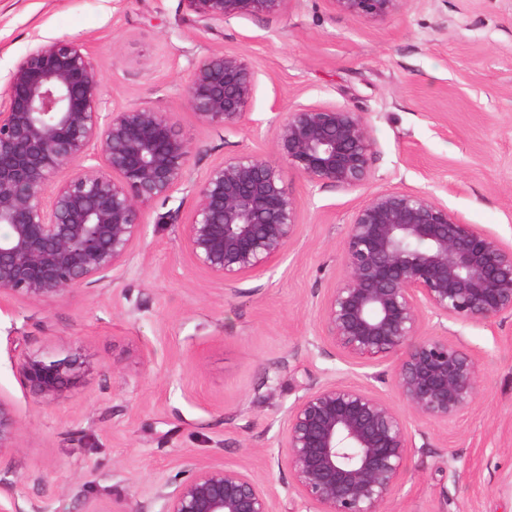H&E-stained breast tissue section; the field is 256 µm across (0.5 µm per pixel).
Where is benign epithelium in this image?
Masks as SVG:
<instances>
[{"instance_id": "7a95c632", "label": "benign epithelium", "mask_w": 512, "mask_h": 512, "mask_svg": "<svg viewBox=\"0 0 512 512\" xmlns=\"http://www.w3.org/2000/svg\"><path fill=\"white\" fill-rule=\"evenodd\" d=\"M292 0H183L205 30L237 17H273ZM364 21H384L405 0H328ZM255 73L239 53L213 52L193 69L185 96L197 119L236 129L249 122ZM283 164L230 154L191 185L184 245L225 283L257 275L288 248L298 210L288 173L352 190L371 174L373 139L360 113L297 105L278 119ZM94 151L96 163L82 165ZM191 146L172 115L151 104L106 109L102 76L71 39L33 47L0 92V299L48 303L123 265L142 232L143 204L188 181ZM345 276L325 298L326 339L353 362L396 360L408 411L447 421L471 408L475 360L446 336L420 337L426 318L490 322L512 314V248L464 222L427 191L382 189L346 227ZM75 358L23 353V384L43 400L79 376ZM20 421L0 399V453L17 447ZM416 448L407 419L371 387L312 386L288 408L279 449L293 488L317 512H388ZM161 512H275L249 474L199 469L156 489Z\"/></svg>"}]
</instances>
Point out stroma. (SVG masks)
I'll use <instances>...</instances> for the list:
<instances>
[{"label":"stroma","instance_id":"obj_1","mask_svg":"<svg viewBox=\"0 0 512 512\" xmlns=\"http://www.w3.org/2000/svg\"><path fill=\"white\" fill-rule=\"evenodd\" d=\"M64 37L94 59L107 106L172 113L192 147L191 182L229 154L279 163L275 123L298 104L359 112L372 174L349 191L288 175L298 227L258 275L226 284L194 262L183 243L188 185L143 206L141 239L104 278L48 303L1 302L0 399L21 428L0 453V481L20 512H135L146 500L159 512L154 488L226 467L255 478L276 512H310L278 453L289 407L334 380L401 403L394 363H347L322 337L354 208L385 188L428 191L512 245V0H404L380 22L291 0L282 15L209 31L183 0H0V88L29 49ZM224 50L255 71L251 120L235 130L200 123L183 92L195 65ZM422 332L460 341L479 387L450 421L410 418L416 449L388 510L512 512V315L432 319ZM24 352L76 353L88 369L44 402L20 381Z\"/></svg>","mask_w":512,"mask_h":512}]
</instances>
